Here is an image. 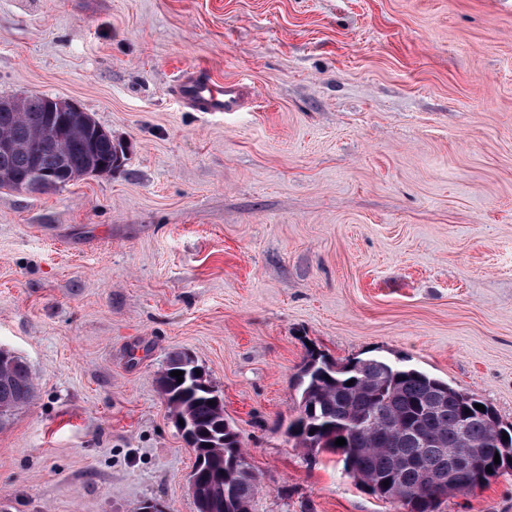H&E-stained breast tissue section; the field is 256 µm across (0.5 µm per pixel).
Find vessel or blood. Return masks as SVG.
Wrapping results in <instances>:
<instances>
[{"label": "vessel or blood", "mask_w": 512, "mask_h": 512, "mask_svg": "<svg viewBox=\"0 0 512 512\" xmlns=\"http://www.w3.org/2000/svg\"><path fill=\"white\" fill-rule=\"evenodd\" d=\"M174 95L183 106L197 112H237L251 100L247 85L240 82L218 85L197 71L178 76Z\"/></svg>", "instance_id": "b4317fda"}]
</instances>
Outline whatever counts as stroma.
Wrapping results in <instances>:
<instances>
[{
	"instance_id": "35a3bbf8",
	"label": "stroma",
	"mask_w": 512,
	"mask_h": 512,
	"mask_svg": "<svg viewBox=\"0 0 512 512\" xmlns=\"http://www.w3.org/2000/svg\"><path fill=\"white\" fill-rule=\"evenodd\" d=\"M238 80L195 112L181 72ZM75 102L124 165L0 187V512H197L156 378L192 354L253 512H401L286 434L309 350L400 360L512 424V0H0V97ZM439 512H512V473ZM174 95L183 106L196 112H239L251 100L247 85L240 82L217 85L198 71L178 76ZM34 386L31 371L20 357L0 359L1 402H29L34 396Z\"/></svg>"
}]
</instances>
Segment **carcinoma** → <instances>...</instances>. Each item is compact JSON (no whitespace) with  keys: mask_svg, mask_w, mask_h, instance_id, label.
<instances>
[{"mask_svg":"<svg viewBox=\"0 0 512 512\" xmlns=\"http://www.w3.org/2000/svg\"><path fill=\"white\" fill-rule=\"evenodd\" d=\"M47 106L35 97L26 111L0 108V132L19 141L44 128ZM119 148L112 139L89 129L66 135L61 143L34 159L25 152L0 155V173L23 178L32 164L53 176L84 169H117ZM351 368L334 370L337 360L318 351L308 353L297 376L306 409L288 422L286 433L309 452L342 457L345 469L378 499L399 504L404 512H436L441 499L454 489L471 491L512 471V448L502 453L501 423L490 405L422 370L383 357L355 358ZM183 372V382L171 372ZM352 380L354 384L346 385ZM157 385L176 419L193 428L192 443L203 490L212 512H252L259 480L250 469L237 432L224 417V399L199 365L176 352L157 377ZM34 396V379L19 357L0 360V401L24 403ZM214 404H209V401ZM485 405L481 412L475 405ZM365 417L375 424L363 427ZM346 440L343 446L336 439ZM471 446L478 466L449 471L453 458ZM500 463H494L495 454ZM389 481L384 485L383 481Z\"/></svg>","mask_w":512,"mask_h":512,"instance_id":"1","label":"carcinoma"}]
</instances>
